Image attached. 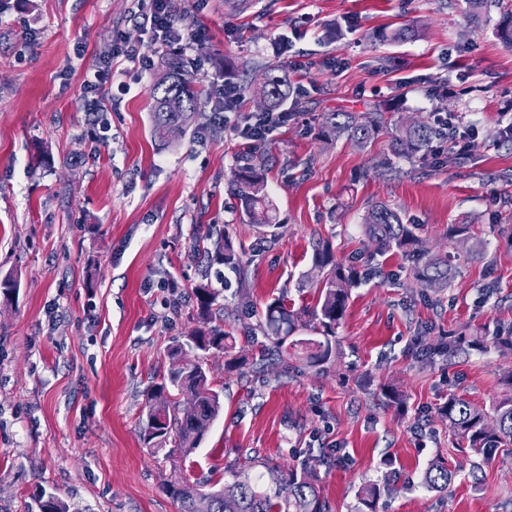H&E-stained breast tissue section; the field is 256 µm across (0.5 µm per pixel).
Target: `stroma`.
Instances as JSON below:
<instances>
[{
	"label": "stroma",
	"mask_w": 512,
	"mask_h": 512,
	"mask_svg": "<svg viewBox=\"0 0 512 512\" xmlns=\"http://www.w3.org/2000/svg\"><path fill=\"white\" fill-rule=\"evenodd\" d=\"M173 6L209 97L167 143L151 133V92L168 48L146 72L117 59L111 82L84 86L116 39L146 46L131 0H0V280L18 283L0 294V512H33L44 490L70 512H178L168 480L220 483L226 462L252 452L284 468L319 457L329 512H353L362 485L386 480L380 512H512V448L476 456L439 413L453 395L486 411L512 397V46L474 24L465 0ZM401 27L414 37L393 39ZM264 65L302 94L288 124L251 145L211 98ZM448 84L455 94H442ZM94 102L107 134L88 120ZM376 108L390 127L365 147L322 126L326 113ZM437 112L473 126L471 152L393 158L392 127ZM248 151L264 168L271 227L248 223L233 190ZM377 202L417 225L423 248L450 255L448 287H423L412 255L379 253L363 235ZM454 224L487 241L484 259L449 240ZM203 237L229 240L246 275L208 265ZM323 246L362 272L335 359L288 358L255 376L249 327L273 298L315 305ZM201 283L220 293L231 354L186 346ZM452 334L465 341L451 356ZM178 343L224 405L189 463L140 438L146 393ZM438 458L453 474L442 492L422 483Z\"/></svg>",
	"instance_id": "1"
}]
</instances>
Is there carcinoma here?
Wrapping results in <instances>:
<instances>
[{
    "instance_id": "1",
    "label": "carcinoma",
    "mask_w": 512,
    "mask_h": 512,
    "mask_svg": "<svg viewBox=\"0 0 512 512\" xmlns=\"http://www.w3.org/2000/svg\"><path fill=\"white\" fill-rule=\"evenodd\" d=\"M497 32L512 44V7H503ZM165 80L152 90L153 134L166 138L171 126L185 129L199 110L204 85L189 72L181 58L171 57L166 62ZM276 66L264 67L268 83L253 89L267 97L266 110L272 112L282 107L295 95V88L283 76H278ZM175 99L183 103L184 111L164 109L165 101ZM385 120L380 112H332L323 117L325 127L344 134L352 142L365 146L377 137ZM443 133L429 122H414L396 128L392 134L391 151L396 157L411 159L428 152L435 139ZM234 182L240 207L249 223H272L270 204L264 192L263 170L246 161L234 173ZM364 234L382 251L392 247H416L418 262L411 268V275L428 288H446L454 278L455 270L448 256L432 254L419 247L416 225L406 224L400 213L380 202L372 205L363 218ZM211 261L245 273L246 262L230 247L215 244ZM315 266L322 272L317 284L318 302L311 310L297 313L288 309L284 300L275 298L259 314V328L270 342V354L280 356L288 347L298 349L294 356L307 367L321 366L332 358L336 328L345 316L349 288L359 280L358 272L334 259L331 252L318 249ZM199 319L203 327L189 336V346L208 352L212 349L229 352L233 348L232 336L224 327L212 323V306L219 293L198 286L194 289ZM321 328L320 339L288 341L297 330L302 317ZM183 349L177 345L170 351L172 367L161 382L152 386L147 394L146 422L143 440L150 447L160 450L171 445L167 456L187 460L199 447L213 421L222 410L220 393L214 389L206 370L199 362L182 360ZM192 400L196 411L187 414L181 409L182 400ZM453 435L467 444L474 453L489 457L498 448L512 447V398L500 401L493 407L496 427L486 425V412L471 406L466 400L452 396L440 408ZM224 486L214 489L205 483L189 482L183 477L168 481L164 489L179 504V512H327L320 500L314 468L309 460L284 469L258 456H247L245 461H235L224 466ZM452 473L442 462H433L426 469L424 484L432 491L448 488ZM388 486L377 483L366 486L358 495L354 512H378V501ZM38 512H68V506L56 495L40 496L36 500Z\"/></svg>"
}]
</instances>
